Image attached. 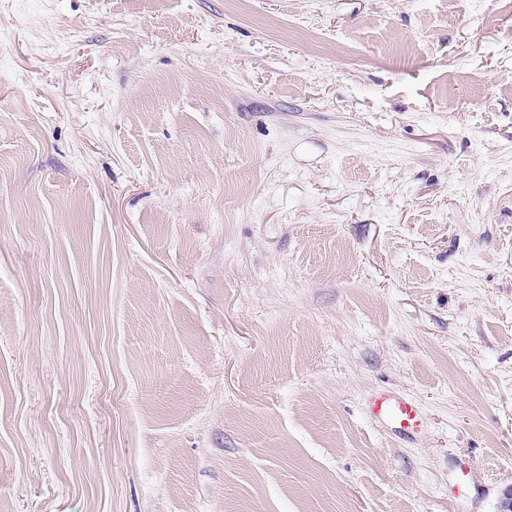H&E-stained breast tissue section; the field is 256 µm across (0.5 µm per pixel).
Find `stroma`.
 Returning <instances> with one entry per match:
<instances>
[{"label":"stroma","mask_w":512,"mask_h":512,"mask_svg":"<svg viewBox=\"0 0 512 512\" xmlns=\"http://www.w3.org/2000/svg\"><path fill=\"white\" fill-rule=\"evenodd\" d=\"M510 485L512 0H0V512ZM369 417L382 426L395 429L408 439L424 435L425 419L416 402L392 390L378 389L366 401Z\"/></svg>","instance_id":"stroma-1"}]
</instances>
